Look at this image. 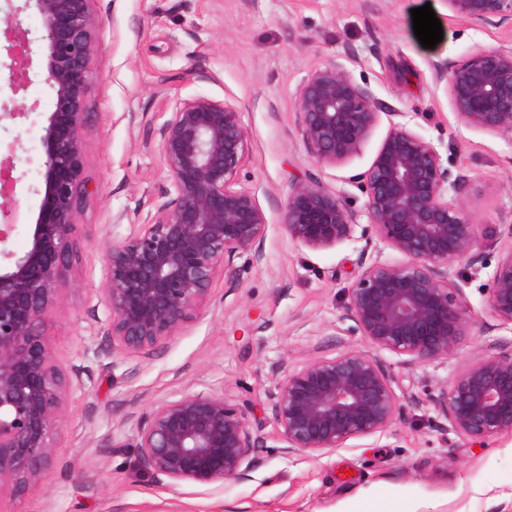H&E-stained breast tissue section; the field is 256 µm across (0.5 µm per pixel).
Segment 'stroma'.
<instances>
[{
	"label": "stroma",
	"mask_w": 512,
	"mask_h": 512,
	"mask_svg": "<svg viewBox=\"0 0 512 512\" xmlns=\"http://www.w3.org/2000/svg\"><path fill=\"white\" fill-rule=\"evenodd\" d=\"M21 8L32 65L18 94L27 117L0 122L14 147V198L6 211L23 253L44 194L42 136L55 107L44 71L42 20ZM431 5L443 29L434 48L414 34L412 9ZM102 22L86 90L84 174L91 189L77 216V258L60 305L45 318L56 360L73 384L55 436L62 466L14 502L12 512H512V435L473 448L448 431L427 396L450 384L479 354L512 351V328L490 310L488 284L512 248V140L460 123L433 62L486 50L512 52V24L475 26L453 18L447 0H89ZM342 61L383 116L360 154L341 167L317 164L301 132L296 93L308 73ZM208 97L241 112L248 153L238 176L263 210L260 245L234 257L237 275L217 282L196 318L155 349L111 346L110 313L95 293L107 246L170 200L155 150L167 106ZM396 123L452 163L459 200L479 229L485 266L454 262L472 327L447 358L409 365L374 356L396 381L403 411L389 429L319 456L284 448L271 400L285 372L337 355L348 343L341 306L355 277L388 246L356 237L312 250L289 240L281 211L294 185L317 179L358 210L354 178L370 166ZM213 390L246 401L262 442L247 479L172 485L149 474L129 443L154 403Z\"/></svg>",
	"instance_id": "obj_1"
}]
</instances>
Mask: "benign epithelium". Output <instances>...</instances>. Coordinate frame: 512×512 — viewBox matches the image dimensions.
<instances>
[{"instance_id": "obj_1", "label": "benign epithelium", "mask_w": 512, "mask_h": 512, "mask_svg": "<svg viewBox=\"0 0 512 512\" xmlns=\"http://www.w3.org/2000/svg\"><path fill=\"white\" fill-rule=\"evenodd\" d=\"M35 2L56 104L43 135L45 193L23 253L7 249L13 225H0V492L11 499L59 464L54 440L72 380L55 363L44 318L61 300L75 257L76 215L90 192L83 174L85 91L100 27L89 0ZM448 9L476 25L512 21V0H448ZM433 70L461 123L512 138V52H481ZM296 106L303 139L326 166L358 155L380 120L370 92L338 60L309 72ZM157 151L171 200L108 247L98 289L111 313L109 340L132 352L158 346L195 317L214 283L234 277L231 258L260 243L267 226L254 196L237 188L248 142L234 105L206 97L177 101L159 127ZM358 186L370 231L401 260L374 261L347 289L342 319L365 346L314 359L279 383L272 404L278 436L302 453L342 448L400 418L394 380L372 351L409 365L446 358L471 326L448 267L481 261L478 229L449 195L459 192V179L434 146L393 125ZM357 217L339 193L311 179L291 189L281 223L289 239L319 250L351 240ZM489 300L501 324L512 326V248L497 259ZM429 402L471 445L512 434V353L475 357ZM249 409L222 393L188 392L153 405L126 447L172 484L242 480L259 443Z\"/></svg>"}]
</instances>
